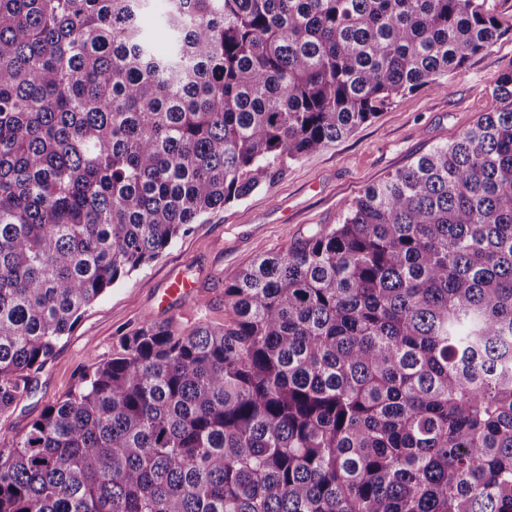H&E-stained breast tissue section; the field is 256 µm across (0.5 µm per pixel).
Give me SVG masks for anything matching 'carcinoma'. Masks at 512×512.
<instances>
[{
	"mask_svg": "<svg viewBox=\"0 0 512 512\" xmlns=\"http://www.w3.org/2000/svg\"><path fill=\"white\" fill-rule=\"evenodd\" d=\"M0 0V417L205 214L445 86L489 0ZM474 127L143 323L0 449V512H512V70ZM165 10V0H153L151 13L147 18V26L152 37V46L156 54L162 55L168 51L169 43L161 26V19Z\"/></svg>",
	"mask_w": 512,
	"mask_h": 512,
	"instance_id": "cac0c4a2",
	"label": "carcinoma"
}]
</instances>
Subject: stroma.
Instances as JSON below:
<instances>
[{"label":"stroma","instance_id":"35a3bbf8","mask_svg":"<svg viewBox=\"0 0 512 512\" xmlns=\"http://www.w3.org/2000/svg\"><path fill=\"white\" fill-rule=\"evenodd\" d=\"M512 68V29L448 78L394 100L350 136L290 163L286 173L245 198L212 211L158 259L107 289L86 308L54 354L32 376V390L0 417L8 449L45 408L76 384L92 357L111 355L122 333L145 321H224V286L253 259L283 251L322 227L342 222L346 205L366 187L472 127L493 103L500 74ZM178 278L194 281V298L161 306ZM205 309H198V300Z\"/></svg>","mask_w":512,"mask_h":512}]
</instances>
